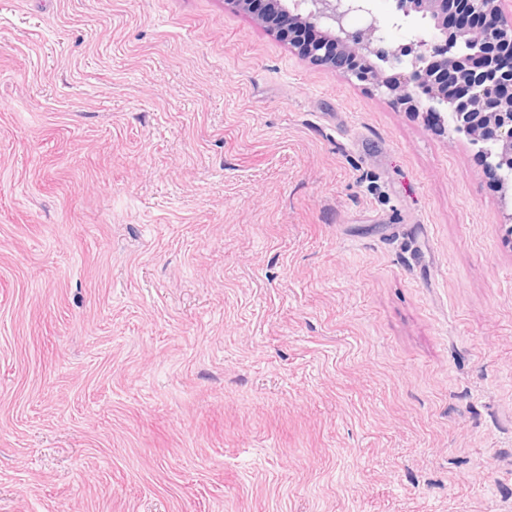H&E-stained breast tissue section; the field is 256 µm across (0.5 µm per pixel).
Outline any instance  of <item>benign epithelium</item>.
Here are the masks:
<instances>
[{"label": "benign epithelium", "instance_id": "obj_1", "mask_svg": "<svg viewBox=\"0 0 512 512\" xmlns=\"http://www.w3.org/2000/svg\"><path fill=\"white\" fill-rule=\"evenodd\" d=\"M276 26L279 14L294 17L308 33L297 46L306 57L351 74L385 90L410 110L419 109L418 89L425 91L426 111L437 127L462 130L482 153L487 169L502 191L512 182V18L503 15V0H394L392 26L414 27V38L388 49V29L374 0H231ZM364 24L351 29L349 21ZM393 62L399 72L388 75L373 59ZM452 73L467 87L460 99L443 76Z\"/></svg>", "mask_w": 512, "mask_h": 512}]
</instances>
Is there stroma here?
Returning <instances> with one entry per match:
<instances>
[{"mask_svg": "<svg viewBox=\"0 0 512 512\" xmlns=\"http://www.w3.org/2000/svg\"><path fill=\"white\" fill-rule=\"evenodd\" d=\"M0 512H512L476 146L225 0H0Z\"/></svg>", "mask_w": 512, "mask_h": 512, "instance_id": "stroma-1", "label": "stroma"}]
</instances>
